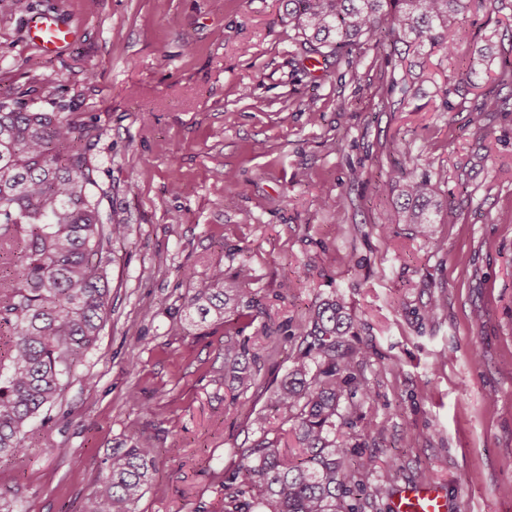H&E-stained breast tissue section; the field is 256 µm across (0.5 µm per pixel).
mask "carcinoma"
Returning <instances> with one entry per match:
<instances>
[{"mask_svg": "<svg viewBox=\"0 0 512 512\" xmlns=\"http://www.w3.org/2000/svg\"><path fill=\"white\" fill-rule=\"evenodd\" d=\"M288 22L315 47L362 48L363 40H390L406 50L429 45L445 54L466 38L460 16L475 0H280ZM94 133L58 112L14 108L0 102V332L13 336L0 361V457L27 451L24 428L55 403L61 380L84 361L98 336L108 288L100 266L104 242L119 240L125 225L100 210L91 162L83 147ZM383 187L403 199L391 215L425 234L435 222L433 188L396 169ZM249 270L235 279L217 269L193 286L185 307L218 321L228 312L252 311L244 288ZM352 327L338 298L319 302L298 333L294 366L267 407L284 410L298 429L300 453L290 458L279 438L262 435L235 449L239 463L223 483L222 512H358V467L351 450L330 437L340 402L366 350L339 338ZM258 357L247 339H224V373L245 393L256 385ZM152 449L140 445L133 425L112 449L103 486L81 512H134L154 481Z\"/></svg>", "mask_w": 512, "mask_h": 512, "instance_id": "carcinoma-1", "label": "carcinoma"}]
</instances>
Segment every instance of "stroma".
<instances>
[{
  "mask_svg": "<svg viewBox=\"0 0 512 512\" xmlns=\"http://www.w3.org/2000/svg\"><path fill=\"white\" fill-rule=\"evenodd\" d=\"M42 10L78 29L63 55L26 39ZM464 24L452 55L371 39L352 68L312 53L280 0H0V99L95 126L100 206L126 227L102 253L109 296L83 365L27 452L0 459L16 512H79L134 423L157 460L136 512H217L235 448L277 430L298 454L265 389L335 295L368 352L353 374L369 397L336 422L359 512H388L409 484L440 486L448 512H512V85L496 80L512 0H478ZM395 167L457 203L455 223H387ZM243 266L252 324L187 317L194 284ZM239 329L261 366L244 394L224 378Z\"/></svg>",
  "mask_w": 512,
  "mask_h": 512,
  "instance_id": "stroma-1",
  "label": "stroma"
}]
</instances>
